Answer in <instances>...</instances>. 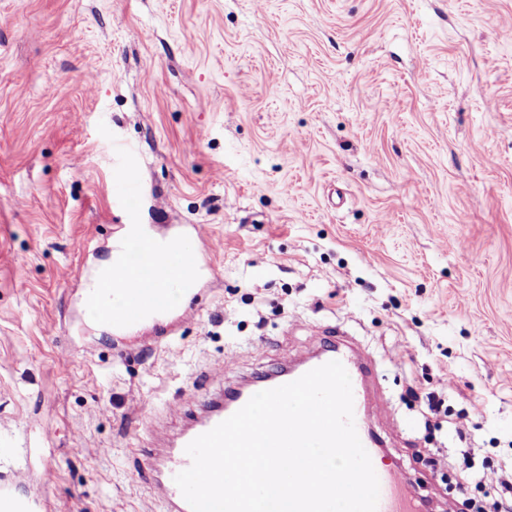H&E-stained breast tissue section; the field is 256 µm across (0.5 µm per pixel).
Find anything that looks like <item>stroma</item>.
I'll list each match as a JSON object with an SVG mask.
<instances>
[{
  "mask_svg": "<svg viewBox=\"0 0 512 512\" xmlns=\"http://www.w3.org/2000/svg\"><path fill=\"white\" fill-rule=\"evenodd\" d=\"M508 30L512 0H0V475L167 512L146 456L322 328L428 512H472L462 452L512 467ZM120 220L203 226L190 320L83 315Z\"/></svg>",
  "mask_w": 512,
  "mask_h": 512,
  "instance_id": "1",
  "label": "stroma"
}]
</instances>
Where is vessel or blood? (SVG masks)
<instances>
[{"label": "vessel or blood", "instance_id": "vessel-or-blood-1", "mask_svg": "<svg viewBox=\"0 0 512 512\" xmlns=\"http://www.w3.org/2000/svg\"><path fill=\"white\" fill-rule=\"evenodd\" d=\"M162 251L159 239L141 224H121L113 231L112 268L90 288L82 299L95 312L97 321L114 326H131L150 315L179 312L188 319L193 311L187 302L195 291V280L185 277L188 268H198L192 246H185L178 270L158 263ZM340 361L348 372L353 390L354 423L368 452L379 480L377 512H424V498L411 478L385 461L378 434L372 426V414L378 403L370 390L364 353L345 349L342 338L323 342L319 352L294 367H286L273 377H255L241 385L209 398L202 405L203 415L182 436L178 446L162 458L147 459L146 471L157 482L169 502V512H192L174 482L177 473L191 465L187 445L196 437L229 418L256 393L297 380L308 371L329 361ZM40 501L17 494L11 482L0 483V512H42Z\"/></svg>", "mask_w": 512, "mask_h": 512}]
</instances>
